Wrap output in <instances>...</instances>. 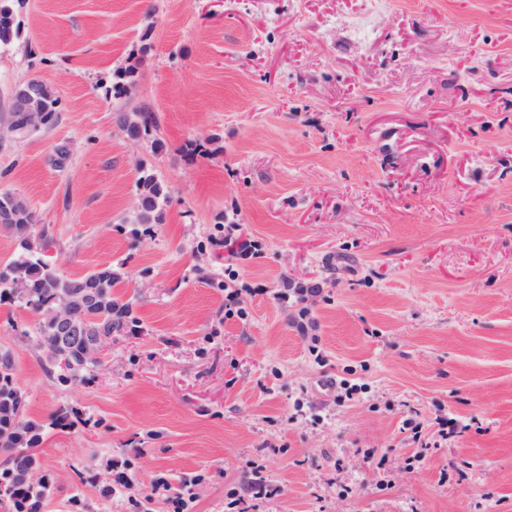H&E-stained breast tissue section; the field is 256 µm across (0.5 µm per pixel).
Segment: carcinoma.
Listing matches in <instances>:
<instances>
[{"label": "carcinoma", "instance_id": "obj_1", "mask_svg": "<svg viewBox=\"0 0 512 512\" xmlns=\"http://www.w3.org/2000/svg\"><path fill=\"white\" fill-rule=\"evenodd\" d=\"M19 0H0V47L8 46L18 38L21 21L17 19ZM40 101L48 107L46 124L57 120L59 99L42 82L37 81ZM116 126L126 135L137 140L158 127L154 112H117ZM138 208L133 223L149 233L164 221L163 203L167 192L157 176L148 169H141L137 180ZM9 210L18 215L12 224L5 225L19 246L17 257L0 264V303L9 301L35 314L47 312L69 295L75 296L74 319L84 325L85 336L70 348L72 365L62 369L55 356L53 337L47 335L49 326L43 319L35 325L34 341L44 356L48 376L61 386L88 383L93 379L94 361H84L82 349L86 341L102 330L117 336H134L141 327L131 303L119 302L116 288L123 281V274L110 266L68 277L55 270L45 259L44 252L54 243L46 226L34 231L38 220L25 200L10 193H0V211ZM28 396L15 376V361L9 351H0V495L6 512H47L53 485L50 472L44 470L37 454L49 428L85 426L91 418L76 407L63 406L50 417L49 422L37 421L27 415ZM203 475L182 479L174 496L192 503L195 489L202 483ZM126 512H152V500L137 493L127 495Z\"/></svg>", "mask_w": 512, "mask_h": 512}]
</instances>
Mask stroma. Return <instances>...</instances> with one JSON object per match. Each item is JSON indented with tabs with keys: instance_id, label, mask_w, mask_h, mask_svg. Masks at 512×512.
<instances>
[{
	"instance_id": "35a3bbf8",
	"label": "stroma",
	"mask_w": 512,
	"mask_h": 512,
	"mask_svg": "<svg viewBox=\"0 0 512 512\" xmlns=\"http://www.w3.org/2000/svg\"><path fill=\"white\" fill-rule=\"evenodd\" d=\"M21 18L0 118L32 78L59 112L0 140V193L48 225L60 272L118 268L143 327L62 387L35 316L0 304L29 416L92 419L44 436L50 512L76 493L124 512L100 494L110 459L137 491L204 475L190 512H225L249 460L277 493L246 512H512V0H24ZM144 106L159 128L129 139L112 116ZM143 167L169 202L135 235ZM226 220L265 244L238 267L262 290L244 320L224 316ZM289 279L320 289L305 335L274 298Z\"/></svg>"
}]
</instances>
